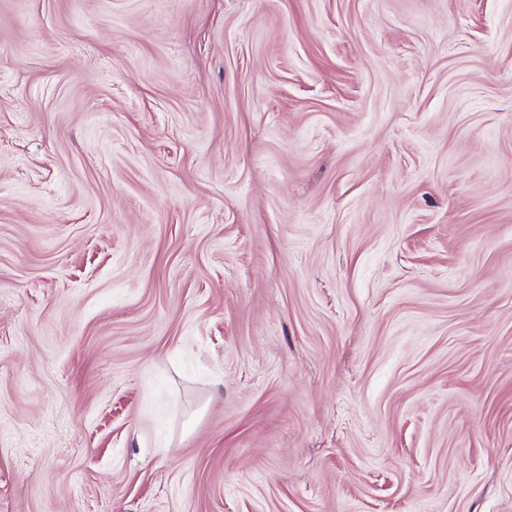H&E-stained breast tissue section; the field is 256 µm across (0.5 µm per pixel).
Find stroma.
<instances>
[{
    "instance_id": "obj_1",
    "label": "stroma",
    "mask_w": 512,
    "mask_h": 512,
    "mask_svg": "<svg viewBox=\"0 0 512 512\" xmlns=\"http://www.w3.org/2000/svg\"><path fill=\"white\" fill-rule=\"evenodd\" d=\"M0 512H512V0H0Z\"/></svg>"
}]
</instances>
